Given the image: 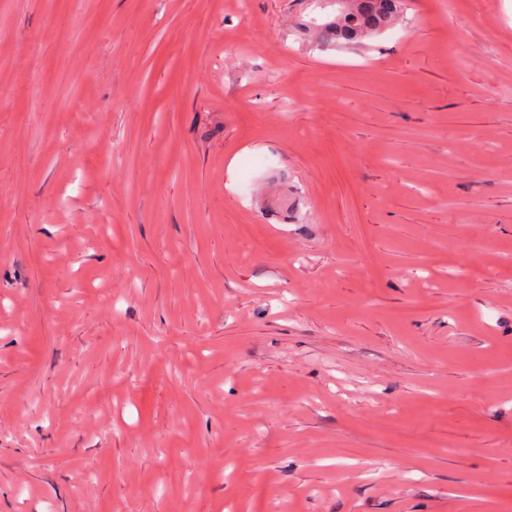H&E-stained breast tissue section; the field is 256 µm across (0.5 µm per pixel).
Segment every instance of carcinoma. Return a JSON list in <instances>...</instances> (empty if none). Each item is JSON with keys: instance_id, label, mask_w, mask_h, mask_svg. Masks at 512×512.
<instances>
[{"instance_id": "cac0c4a2", "label": "carcinoma", "mask_w": 512, "mask_h": 512, "mask_svg": "<svg viewBox=\"0 0 512 512\" xmlns=\"http://www.w3.org/2000/svg\"><path fill=\"white\" fill-rule=\"evenodd\" d=\"M336 8V14L315 25L313 35L324 40L328 33L336 40H357L386 29L404 0H322Z\"/></svg>"}]
</instances>
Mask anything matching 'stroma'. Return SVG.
I'll return each mask as SVG.
<instances>
[{
    "instance_id": "35a3bbf8",
    "label": "stroma",
    "mask_w": 512,
    "mask_h": 512,
    "mask_svg": "<svg viewBox=\"0 0 512 512\" xmlns=\"http://www.w3.org/2000/svg\"><path fill=\"white\" fill-rule=\"evenodd\" d=\"M445 2L0 0V512H512V0ZM316 2L336 6V14L328 16L322 25L312 22L313 35L322 42L328 33L334 34L336 41L378 33L390 25L404 4V0H317L313 4Z\"/></svg>"
}]
</instances>
